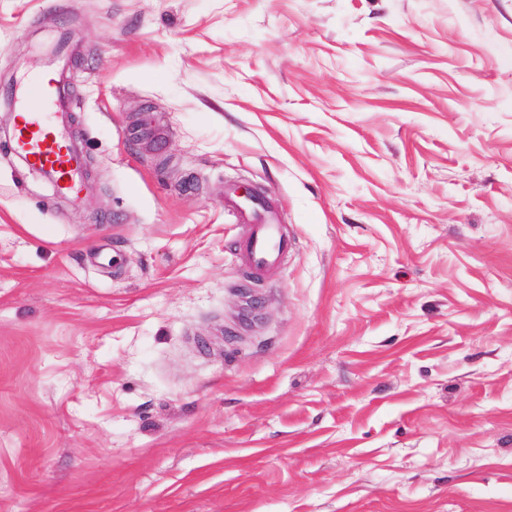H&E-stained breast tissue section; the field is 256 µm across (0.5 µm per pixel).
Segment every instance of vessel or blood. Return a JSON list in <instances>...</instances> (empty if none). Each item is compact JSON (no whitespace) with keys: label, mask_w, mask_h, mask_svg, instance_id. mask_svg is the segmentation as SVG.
<instances>
[{"label":"vessel or blood","mask_w":512,"mask_h":512,"mask_svg":"<svg viewBox=\"0 0 512 512\" xmlns=\"http://www.w3.org/2000/svg\"><path fill=\"white\" fill-rule=\"evenodd\" d=\"M15 123L11 147L32 168L47 173L58 190L77 193L81 165L56 115L71 105L60 80L45 74L34 76L15 94ZM228 205L246 231L237 244L241 264L253 275L264 277L287 255L290 243L282 231L274 207L229 194Z\"/></svg>","instance_id":"vessel-or-blood-1"}]
</instances>
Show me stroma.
Here are the masks:
<instances>
[{
  "mask_svg": "<svg viewBox=\"0 0 512 512\" xmlns=\"http://www.w3.org/2000/svg\"><path fill=\"white\" fill-rule=\"evenodd\" d=\"M0 512H512V0H0ZM11 147L32 168L46 172L58 190L76 194L81 165L56 114L68 112L71 100L61 79L35 75L15 93ZM228 205L246 228L237 244L238 259L253 275L264 277L288 254L290 243L282 231L284 224H279L278 213L267 202L241 199L230 191Z\"/></svg>",
  "mask_w": 512,
  "mask_h": 512,
  "instance_id": "35a3bbf8",
  "label": "stroma"
}]
</instances>
